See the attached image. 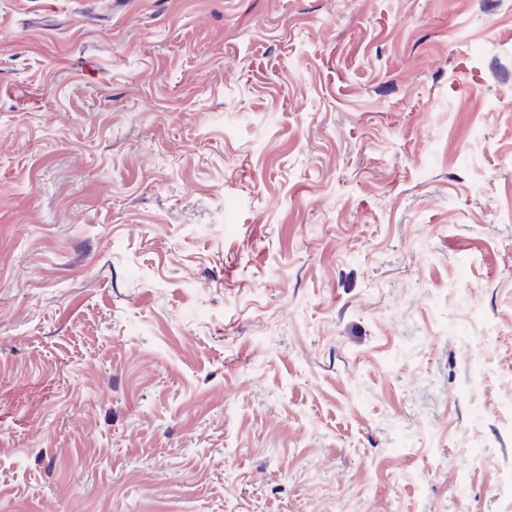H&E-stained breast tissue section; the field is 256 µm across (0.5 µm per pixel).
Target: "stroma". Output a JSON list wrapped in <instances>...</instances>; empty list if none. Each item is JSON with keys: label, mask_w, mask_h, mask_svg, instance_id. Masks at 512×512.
<instances>
[{"label": "stroma", "mask_w": 512, "mask_h": 512, "mask_svg": "<svg viewBox=\"0 0 512 512\" xmlns=\"http://www.w3.org/2000/svg\"><path fill=\"white\" fill-rule=\"evenodd\" d=\"M512 0H0V512H512Z\"/></svg>", "instance_id": "35a3bbf8"}]
</instances>
